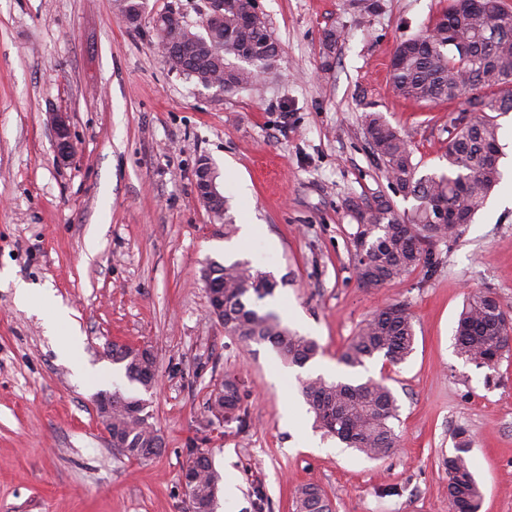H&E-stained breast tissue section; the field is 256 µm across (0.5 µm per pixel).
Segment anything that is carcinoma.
<instances>
[{"label":"carcinoma","instance_id":"obj_1","mask_svg":"<svg viewBox=\"0 0 512 512\" xmlns=\"http://www.w3.org/2000/svg\"><path fill=\"white\" fill-rule=\"evenodd\" d=\"M237 9L224 12V25L201 33L188 25L179 28V40L168 48L164 24H154L171 67L207 88L214 84L231 92L249 89L268 74L279 57L278 45L264 18L248 12L243 0ZM147 0H113V10L131 27H138L147 11ZM505 26L494 40L488 31ZM391 83L396 95L416 102H451L480 91L467 100L468 107L448 113L447 170L417 176L418 163L409 141L380 112L363 117L364 136L387 178L400 192L418 201L407 216L380 196L371 204H351L362 214L352 244L358 257V280L366 288L406 278L419 267L435 266L431 246L457 238L473 221L500 179L498 165L488 161L490 149L499 148L495 115L512 112V15L502 0H450L446 10L422 34L402 40L391 62ZM224 278V329L238 339L268 343L288 363L304 367L321 347L281 322L277 313L259 302L274 295L276 278L247 261L218 264ZM414 322L405 305L389 304L366 319L339 356L345 367L356 369L381 355L391 364L403 363L413 352ZM460 357L493 369L512 349V319L489 290L466 298L456 330ZM112 363L121 364L131 384L147 387L142 360L134 349L112 345ZM301 394L316 426L369 459H382L398 447L394 420L397 399L383 382L329 381L321 375L300 382ZM119 400L112 405V435L124 444L122 452L146 459V449L162 448L151 414L142 409L143 399L112 390ZM209 403L224 404L234 412L238 426H248L236 379L224 381V395L210 396ZM454 453L445 460L448 472L449 512H479L482 489L469 460L472 440L462 426L454 433ZM191 485L198 512H213L221 476L204 448ZM295 512H332L325 492L314 485L296 490Z\"/></svg>","mask_w":512,"mask_h":512}]
</instances>
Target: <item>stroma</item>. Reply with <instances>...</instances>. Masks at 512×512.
I'll use <instances>...</instances> for the list:
<instances>
[{
	"mask_svg": "<svg viewBox=\"0 0 512 512\" xmlns=\"http://www.w3.org/2000/svg\"><path fill=\"white\" fill-rule=\"evenodd\" d=\"M278 44L257 88L214 96L172 69L153 28L168 10L201 29L207 0H148L139 28L113 0H0V512H185L189 449H208L238 495L215 512H294L298 486L333 512H448L444 460L454 431L480 512H512V352L495 369L461 358L454 331L467 295L488 289L512 314V112L500 115L499 184L459 239L437 243L434 271L366 288L355 274L350 202L394 190L362 134L382 113L410 141L420 174L446 169L448 113L466 98L418 103L394 94L390 62L448 0H257ZM340 32L327 47L328 31ZM67 113L76 153L59 163L49 115ZM207 159L245 239L225 236L195 189ZM248 261L284 279L265 308L320 355L299 368L268 344L230 336L208 313L209 261ZM22 280L68 310L56 330L15 300ZM406 305L416 331L405 363L378 357L363 377L399 405L397 450L368 459L315 428L300 393L336 380L344 345L375 310ZM75 337L70 357L63 339ZM151 346L158 384L146 397L162 438L148 459L112 448L94 397L125 382L106 343ZM238 381L250 424L209 426L208 399Z\"/></svg>",
	"mask_w": 512,
	"mask_h": 512,
	"instance_id": "1",
	"label": "stroma"
}]
</instances>
